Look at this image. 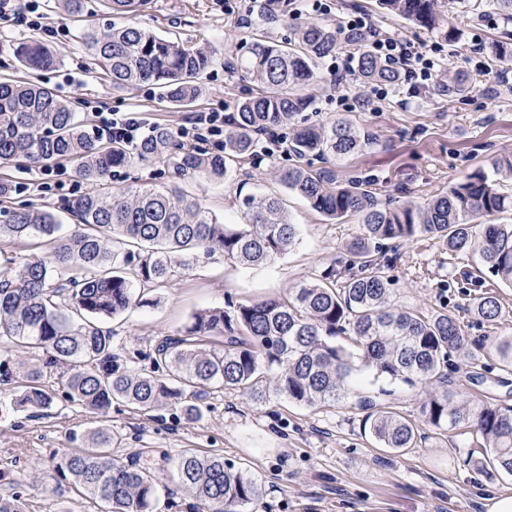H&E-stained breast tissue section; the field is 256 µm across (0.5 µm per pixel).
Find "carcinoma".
Masks as SVG:
<instances>
[{"mask_svg": "<svg viewBox=\"0 0 512 512\" xmlns=\"http://www.w3.org/2000/svg\"><path fill=\"white\" fill-rule=\"evenodd\" d=\"M148 0H106L111 13L131 22L87 28L81 33L112 86L134 89L151 83L167 100L185 107L199 94L197 79L217 62V51L188 47L134 21ZM437 0H379L381 8L447 39L454 27L436 8ZM512 22V0H474ZM294 41L278 44L268 37L246 46L237 66L260 91L236 106L224 154L209 155L186 147L163 126L147 131L133 150L103 142L78 120L71 103L54 89L35 82L0 81V164L23 158L40 169L69 162L87 181H104L138 162L162 160L181 176L226 180L241 162L256 156L255 135L281 126L310 107L304 89L316 79L318 60L340 44L362 48L364 37H340L331 19L292 18ZM489 54L512 61V44L498 41ZM14 55L25 69L54 63L39 40L18 43ZM359 74L395 84L397 70L362 50ZM370 144L344 118L293 131L289 151L297 158L314 155L326 166L292 165L276 171L281 186L302 197L311 209L332 219L361 217L363 234L349 247L350 273L340 288L341 272L325 271L318 282L303 284L286 298H269L197 311L180 336L163 339L147 372L112 354V331L101 321L143 304L137 287L158 285L179 269L217 253L247 267L262 266L286 255L296 244L293 224L275 196L245 199V223L226 224L177 185H148L112 195L84 194L67 201L66 213L77 224L62 233L50 210L27 206L3 211L0 239H44L48 256L8 261L0 277V339L22 351H38L66 377L71 401L102 414L114 404L150 412L173 406L190 418L220 389L238 390L257 405L272 397L308 407L344 395L360 368L378 376L427 387L421 406L424 421L438 430L466 432L482 440L492 458L480 467L512 475V408L488 401L454 400L442 369L449 357L468 353L469 338L452 312L423 316L389 309L390 280L372 259L371 246L384 240L420 237L440 240L450 252L475 244L471 221L512 211V195L499 190L483 172L467 176L448 193L421 206L380 205L369 182L337 180L335 162ZM483 266L512 287V224H488L479 249ZM59 269L79 275L61 283ZM483 319L494 322L502 306L493 292L474 302ZM349 334L354 353L336 343ZM502 365L512 368V336L497 339ZM20 385L0 396L3 410L43 412L54 396L42 382V370L19 360ZM194 401L184 403L185 395ZM369 432L383 448L414 447L416 427L395 413L371 412ZM88 446L61 460L58 468L101 502L107 512H153L158 494L154 470L112 457L118 436L110 430L88 433ZM180 485L203 512H245L262 495L253 475L224 457H204L187 449L175 463Z\"/></svg>", "mask_w": 512, "mask_h": 512, "instance_id": "obj_1", "label": "carcinoma"}]
</instances>
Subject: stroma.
Instances as JSON below:
<instances>
[{
  "instance_id": "1",
  "label": "stroma",
  "mask_w": 512,
  "mask_h": 512,
  "mask_svg": "<svg viewBox=\"0 0 512 512\" xmlns=\"http://www.w3.org/2000/svg\"><path fill=\"white\" fill-rule=\"evenodd\" d=\"M84 2L83 14L74 17L62 9L61 0H38L46 24L57 30L56 36L45 40L57 64L40 72L39 79L72 102L90 131L97 125L99 111L142 112L149 122L173 130L190 111H234L238 101L258 91L256 83L234 65L241 47L258 32L282 44L293 36L289 21L293 7L288 0L280 3L284 20L273 24L258 12L256 0H150L138 16L141 25L219 52L218 63L199 79V97L190 108L178 109L156 86L128 90L101 77L78 32L89 23L103 26L112 15L101 0ZM447 4L448 18L457 29L452 41L381 9L377 0L330 2L332 18L360 12L381 31L440 45L447 76L460 77L468 86L466 92L451 96L437 83L412 98L397 89L376 108L354 107L349 100H338L327 72L328 60L317 62L313 105L295 122L325 124L342 117L371 135L373 144L338 160L336 171L342 181L367 179L383 204L426 203L476 171L496 177L504 191L512 192V175L495 168L499 159L512 156V79L504 80L502 68L492 65L484 52L492 41L512 39V22L496 14L467 12L461 0ZM291 132V127H277L278 141L270 154L243 163L242 175L227 181L196 177L182 181L181 187L227 224L242 223L247 196H281L299 228L295 246L257 268L219 256L203 259L162 285L142 288L144 306L105 323L112 331L115 356L150 368L158 343L183 333L196 311L230 301L284 297L299 285L317 281L328 266L348 265L347 245L361 233L359 217L327 219L300 197L284 192L274 176L275 167L299 161L286 145ZM299 162L310 169L323 165L311 155ZM172 179V168L155 160L119 170L100 185L69 170L63 176L64 189L46 194L29 189L2 196L0 210L43 205L59 213L67 225L71 218L61 211L65 200ZM373 258L392 281L391 308L426 314L450 310L459 316L475 355L471 363L452 357L446 368L459 400L485 399L512 406V372L502 367L494 352L497 337L512 335V288L497 286L502 316L486 322L473 311L476 286L466 285L463 278L467 272L486 276L477 253H451L436 240L419 238L382 244L374 248ZM476 365L482 374L477 382L470 378ZM44 382L55 395L51 410L0 413V496H18L28 512H101L100 503L77 491L70 475L56 469L66 454L83 449L84 434L100 428L120 437L112 449L114 458L157 469L161 489L154 512H194L193 499L179 485L173 469L174 460L188 448L205 456H223L249 470L263 486L252 512H485V497L512 489L511 475L491 479L469 462L470 436L425 423L423 385L378 377L367 369L335 403L310 408L275 399L256 405L240 392L220 390L207 399L197 419L166 407L144 415L118 404L103 416L70 402L58 371L45 370ZM368 400L416 424L415 447L395 452L364 433L362 405Z\"/></svg>"
}]
</instances>
